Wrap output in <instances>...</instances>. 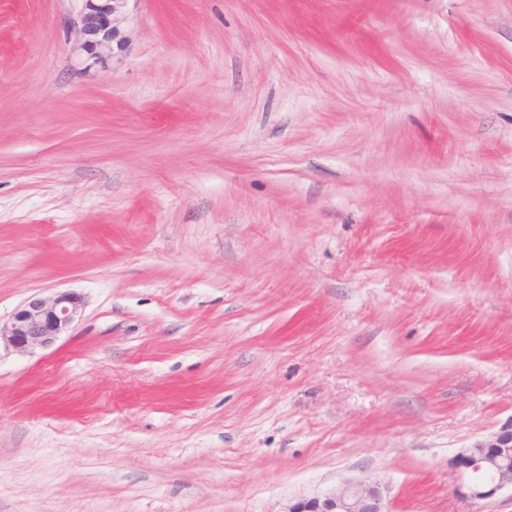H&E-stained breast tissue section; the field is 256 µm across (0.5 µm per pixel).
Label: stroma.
<instances>
[{
    "label": "stroma",
    "instance_id": "stroma-1",
    "mask_svg": "<svg viewBox=\"0 0 512 512\" xmlns=\"http://www.w3.org/2000/svg\"><path fill=\"white\" fill-rule=\"evenodd\" d=\"M0 0V512H512V0ZM81 7L76 19L80 35L77 48L93 63L103 62L112 56L113 43L121 45L119 31L113 25L115 17L122 14L130 0H78ZM81 311V296L74 292H58L48 298L33 296L5 325L0 322V343L4 340L22 353L47 349L65 336ZM452 466L461 480L457 492L464 497L485 500L512 490V425L458 453ZM289 512H386L378 484L346 481L336 491L302 499Z\"/></svg>",
    "mask_w": 512,
    "mask_h": 512
}]
</instances>
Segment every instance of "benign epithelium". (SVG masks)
<instances>
[{
    "instance_id": "1",
    "label": "benign epithelium",
    "mask_w": 512,
    "mask_h": 512,
    "mask_svg": "<svg viewBox=\"0 0 512 512\" xmlns=\"http://www.w3.org/2000/svg\"><path fill=\"white\" fill-rule=\"evenodd\" d=\"M76 19L80 35L77 48L95 63L112 56L119 31L113 25L128 0H79ZM81 296L58 292L51 297L29 298L10 320L0 324V341L18 352L34 353L53 346L80 317ZM452 466L459 472L457 492L474 500L496 496L512 488V426L502 429L491 440L479 442L455 456ZM289 512H385L379 485L347 481L336 491L302 499Z\"/></svg>"
}]
</instances>
